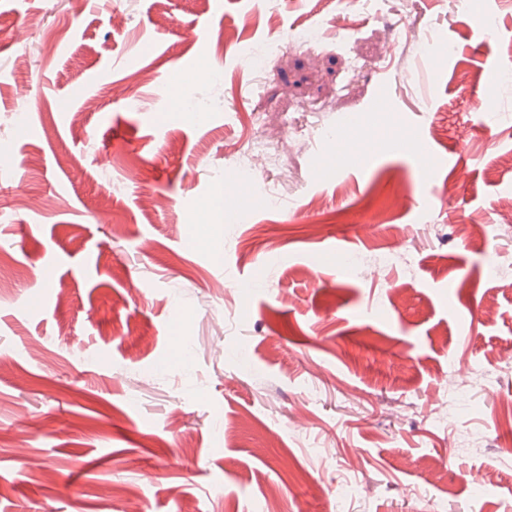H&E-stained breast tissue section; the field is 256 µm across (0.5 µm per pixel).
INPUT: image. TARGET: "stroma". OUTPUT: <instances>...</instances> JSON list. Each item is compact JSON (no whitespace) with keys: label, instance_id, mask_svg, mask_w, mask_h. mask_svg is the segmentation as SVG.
<instances>
[{"label":"stroma","instance_id":"stroma-1","mask_svg":"<svg viewBox=\"0 0 512 512\" xmlns=\"http://www.w3.org/2000/svg\"><path fill=\"white\" fill-rule=\"evenodd\" d=\"M511 57L512 0H0V512H512ZM408 143L413 146L415 155L429 163H434L435 149L432 143L428 139H426L421 133L415 135L413 141L409 140L407 134H402L399 140L397 141V148L402 150L406 148ZM278 144L277 138L268 136L258 141L247 151L240 153L236 159L238 176L243 180L252 179L258 171L259 157L266 160V170H268L278 153Z\"/></svg>","mask_w":512,"mask_h":512}]
</instances>
